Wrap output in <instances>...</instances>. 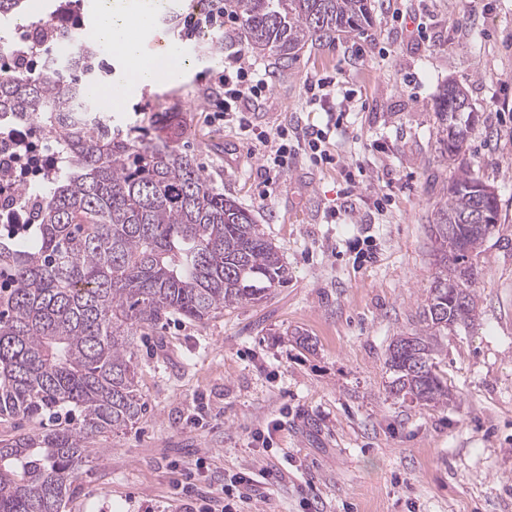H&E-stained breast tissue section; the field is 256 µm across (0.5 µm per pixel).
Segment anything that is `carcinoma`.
I'll use <instances>...</instances> for the list:
<instances>
[{
    "label": "carcinoma",
    "instance_id": "1",
    "mask_svg": "<svg viewBox=\"0 0 512 512\" xmlns=\"http://www.w3.org/2000/svg\"><path fill=\"white\" fill-rule=\"evenodd\" d=\"M247 49L292 59L309 42L358 30L370 0H236ZM26 0H0V19ZM78 27L54 17L35 23L48 41L74 45L73 72L97 49ZM87 87L53 72L0 70V117L36 121L61 150L59 168L19 203L30 223L21 244L0 235V422L31 424L0 439V512H64L71 487L91 467L97 441L133 428L147 401L139 385L136 336L170 315L204 322L266 299L288 282L277 247L236 199L182 153L180 113H165L168 134L112 135L109 124L74 129L67 112H91ZM465 90L444 86L435 112L447 123L448 159L467 128ZM436 210L439 273L418 326L388 346L390 392L419 402L448 401L437 373L442 337L476 316L477 277L466 267L499 221L496 193L462 169Z\"/></svg>",
    "mask_w": 512,
    "mask_h": 512
}]
</instances>
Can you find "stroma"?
<instances>
[{
	"label": "stroma",
	"instance_id": "obj_1",
	"mask_svg": "<svg viewBox=\"0 0 512 512\" xmlns=\"http://www.w3.org/2000/svg\"><path fill=\"white\" fill-rule=\"evenodd\" d=\"M372 23L306 44L290 62L247 52L241 27L204 30L176 80L119 86L113 132L159 134L179 112L182 152L252 212L288 282L199 323L171 317L136 339L149 411L104 441L65 512H222L233 477L272 485L251 512H512V0H371ZM269 68L246 102L254 126L326 129V165L297 151L277 177L235 124L212 120L225 56ZM336 95L310 105L316 78ZM466 89L471 133L456 161L435 112ZM498 197L499 222L472 262L478 318L449 330L439 370L450 400L392 395L387 350L418 324L438 271L432 215L458 169ZM370 245V261L357 258ZM309 336L312 350L293 339ZM276 424L270 439L257 430ZM207 470L196 474L195 461Z\"/></svg>",
	"mask_w": 512,
	"mask_h": 512
}]
</instances>
